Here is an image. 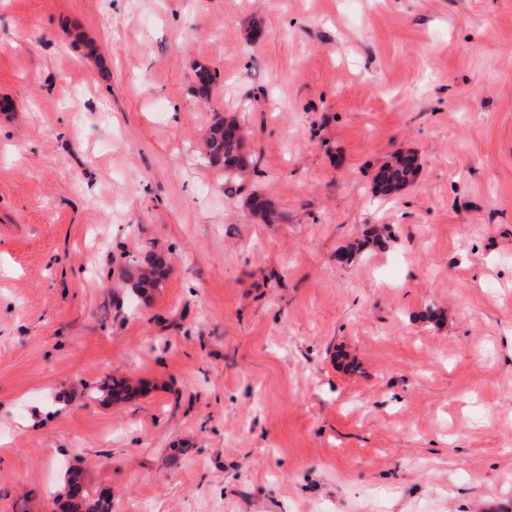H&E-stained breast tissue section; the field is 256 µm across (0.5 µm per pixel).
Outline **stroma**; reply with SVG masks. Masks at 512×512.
I'll use <instances>...</instances> for the list:
<instances>
[{"label":"stroma","mask_w":512,"mask_h":512,"mask_svg":"<svg viewBox=\"0 0 512 512\" xmlns=\"http://www.w3.org/2000/svg\"><path fill=\"white\" fill-rule=\"evenodd\" d=\"M72 467L112 512H512V0H0V512ZM247 134L236 118L214 123L206 135L204 146L209 160L224 170V182H241L254 163L246 150ZM396 161V162H395ZM419 164L414 154L397 155L388 162L374 178V190L381 196H389L414 182ZM385 180H382V175ZM123 279L129 283V290L138 299H142L162 280L160 262L153 254H146L134 269L126 270Z\"/></svg>","instance_id":"stroma-1"}]
</instances>
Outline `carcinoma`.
Returning a JSON list of instances; mask_svg holds the SVG:
<instances>
[{"label": "carcinoma", "instance_id": "obj_1", "mask_svg": "<svg viewBox=\"0 0 512 512\" xmlns=\"http://www.w3.org/2000/svg\"><path fill=\"white\" fill-rule=\"evenodd\" d=\"M198 86L195 88L199 98L209 97L213 80L209 68L197 67ZM247 134L243 124L236 118L229 117L214 123L206 135L204 146L209 160L222 167L224 181L241 182L253 164V157L246 150ZM419 164L413 154H400L394 161L387 163L374 178L375 193L389 196L414 182ZM123 279L129 283V290L138 299L143 298L153 289L159 287L162 280L160 262L153 254H146L138 266L124 272ZM100 391L108 398L122 399L131 394L129 384L123 379L107 378L100 386ZM61 512H110L108 499H92L89 493L74 501L61 497Z\"/></svg>", "mask_w": 512, "mask_h": 512}]
</instances>
